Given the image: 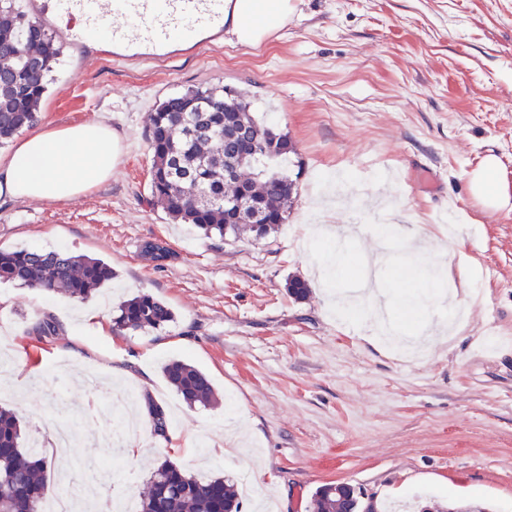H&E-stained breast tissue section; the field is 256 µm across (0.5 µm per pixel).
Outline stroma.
I'll return each instance as SVG.
<instances>
[{"label":"stroma","instance_id":"stroma-1","mask_svg":"<svg viewBox=\"0 0 512 512\" xmlns=\"http://www.w3.org/2000/svg\"><path fill=\"white\" fill-rule=\"evenodd\" d=\"M287 27L253 48L232 35L145 64L117 63L92 44H63L39 127L103 120L123 153L110 181L77 201L0 197V248L104 259L115 278L87 302L0 283V368L24 435L56 411L35 378L68 357L70 394L85 366L99 384L151 395L179 420L171 441L143 434L134 454L86 446L102 420L74 427L70 471L108 467L138 496L172 459L199 479L249 477L242 512H306L316 489L347 483L372 497L478 503L512 512V203L485 212L470 196L487 155L512 193V0H292ZM245 95L256 120L288 132L284 172L298 195L286 224L262 238H206L148 204L147 115L191 86ZM332 228L348 278L331 282L313 230ZM429 252L409 260L415 234ZM159 238L163 268L140 256ZM384 250L379 291L438 276L424 317H401L412 347L396 350L373 325L339 316L337 291L365 279ZM306 281L305 300L289 278ZM149 293L175 320L148 333L112 331L121 301ZM456 298L462 329L435 335ZM50 313L65 334L27 330ZM173 358L212 380L216 405L190 406L164 379Z\"/></svg>","mask_w":512,"mask_h":512}]
</instances>
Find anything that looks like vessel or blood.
Returning <instances> with one entry per match:
<instances>
[{"label": "vessel or blood", "instance_id": "1", "mask_svg": "<svg viewBox=\"0 0 512 512\" xmlns=\"http://www.w3.org/2000/svg\"><path fill=\"white\" fill-rule=\"evenodd\" d=\"M226 0H42L39 20L74 41L106 31L116 60H158L171 45L223 35Z\"/></svg>", "mask_w": 512, "mask_h": 512}]
</instances>
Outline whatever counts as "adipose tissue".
<instances>
[{"mask_svg":"<svg viewBox=\"0 0 512 512\" xmlns=\"http://www.w3.org/2000/svg\"><path fill=\"white\" fill-rule=\"evenodd\" d=\"M230 32L240 44L258 47L287 26L291 0H227ZM122 154L118 135L103 121L27 133L0 158V196L20 202H70L111 179ZM496 156H486L470 178L472 195L487 211L508 200L499 184Z\"/></svg>","mask_w":512,"mask_h":512,"instance_id":"adipose-tissue-1","label":"adipose tissue"}]
</instances>
